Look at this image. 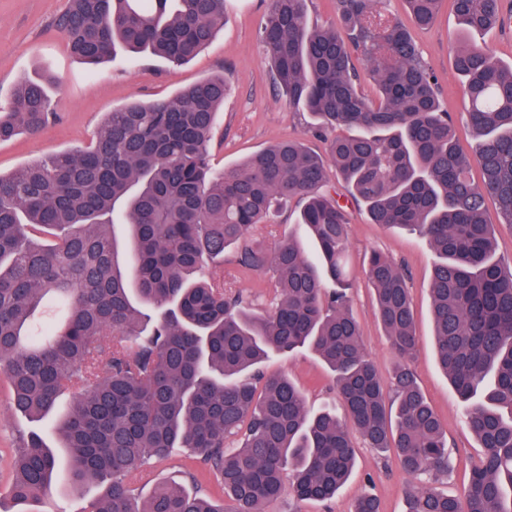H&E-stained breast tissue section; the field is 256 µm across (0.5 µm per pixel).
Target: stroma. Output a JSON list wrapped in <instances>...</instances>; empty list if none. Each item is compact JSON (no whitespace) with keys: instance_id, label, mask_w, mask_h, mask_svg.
I'll return each instance as SVG.
<instances>
[{"instance_id":"obj_1","label":"stroma","mask_w":512,"mask_h":512,"mask_svg":"<svg viewBox=\"0 0 512 512\" xmlns=\"http://www.w3.org/2000/svg\"><path fill=\"white\" fill-rule=\"evenodd\" d=\"M66 3L67 0H0V111L8 110L15 89L24 80L49 73L59 82L58 88L51 91L56 120L38 136L21 134L0 142V173L10 174L58 150L87 145L112 107L130 101L171 98L183 88L214 75L224 76L229 85L210 146L214 168L235 167L246 157L286 138L303 139L312 150L324 152V143L308 134L311 115L290 109L272 83L269 64L258 41L267 0H228L224 26L192 60L179 67L157 56L135 59L121 50L96 66L73 57L53 25ZM458 28L446 2L432 26L413 30L412 35L439 80L442 101L453 117L456 137L467 148L474 143V133L465 121L468 99L453 72L455 46L449 40L450 33ZM348 241L353 278L351 311L362 327L365 351L386 381L392 376L396 360L375 319L365 260L371 252L378 251L408 269L418 336L411 367L446 426L453 460L449 475L429 478L428 483L456 493L467 483L482 450L468 431L456 397L436 362L429 293L436 255L420 236L371 223L367 214L357 208L352 211ZM223 270L225 282L242 291L257 310L269 309L272 296L267 288L268 275L241 272L229 263L224 264ZM263 370L268 374L288 373L305 389L311 410L337 404L331 374L310 351L270 355ZM54 423L51 416L33 423L16 414L11 407L9 385L0 380V512H88L91 502L99 496L98 487L76 493L59 478L49 494L32 506L13 499L11 466L18 430H35L55 447L59 440ZM353 442L356 466L333 500L304 503L286 494L268 504L265 512H353L356 498L366 490L378 497L381 512H403L408 478L397 460L381 456L361 436H354ZM147 470V479L139 485L141 497L150 496L165 483L191 477L203 493L218 501L225 498L220 478L188 454L151 462Z\"/></svg>"}]
</instances>
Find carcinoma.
<instances>
[{
  "mask_svg": "<svg viewBox=\"0 0 512 512\" xmlns=\"http://www.w3.org/2000/svg\"><path fill=\"white\" fill-rule=\"evenodd\" d=\"M224 2L68 0L54 26L91 64L120 48L180 66L213 39ZM309 2L269 0L260 41L274 85L315 118L310 133L327 157L288 139L214 171L209 145L228 91L215 76L170 99L114 107L87 146L0 174V374L28 418L71 394L57 430L70 487L104 486L89 512H265L286 488L300 501L334 498L355 460L336 410L311 413L295 381L262 369L269 354L299 349L333 373L368 446L394 451L413 477L405 512H512V269L495 259L484 219L491 202L512 226V64L471 38L504 24L512 7L451 0L461 25L453 65L476 136L465 152L437 77L385 0H336L330 26L313 21ZM404 2L412 26L426 28L443 0ZM357 51L372 95L358 81ZM51 83L19 84L0 113V142L54 116ZM330 167L371 223L419 232L438 258L437 362L482 448L459 496L422 481L448 473V439L409 366L407 272L377 251L366 275L397 359L390 388L365 353L347 293L351 216ZM293 201L296 222L273 247L252 243ZM229 249L244 270L275 269L272 310L253 311L223 278L203 274ZM177 448L221 475L232 510L176 481L135 497L145 462ZM57 468L39 433L21 435L14 498L42 497Z\"/></svg>",
  "mask_w": 512,
  "mask_h": 512,
  "instance_id": "carcinoma-1",
  "label": "carcinoma"
}]
</instances>
